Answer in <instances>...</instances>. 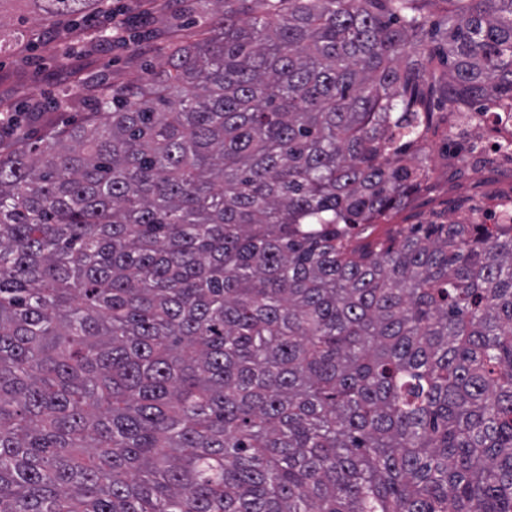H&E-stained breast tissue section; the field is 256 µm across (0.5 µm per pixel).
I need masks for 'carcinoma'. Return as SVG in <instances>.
<instances>
[{"instance_id": "cac0c4a2", "label": "carcinoma", "mask_w": 512, "mask_h": 512, "mask_svg": "<svg viewBox=\"0 0 512 512\" xmlns=\"http://www.w3.org/2000/svg\"><path fill=\"white\" fill-rule=\"evenodd\" d=\"M210 2L0 149V512H512V209L364 235L437 92L512 100V0Z\"/></svg>"}]
</instances>
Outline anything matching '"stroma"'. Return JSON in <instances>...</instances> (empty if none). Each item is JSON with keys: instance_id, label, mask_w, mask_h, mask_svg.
<instances>
[{"instance_id": "stroma-1", "label": "stroma", "mask_w": 512, "mask_h": 512, "mask_svg": "<svg viewBox=\"0 0 512 512\" xmlns=\"http://www.w3.org/2000/svg\"><path fill=\"white\" fill-rule=\"evenodd\" d=\"M112 4H128L129 15L142 9L152 11L150 25L160 36L124 48L108 47L68 65H60L58 55L70 38V23L58 20L46 25L29 14L26 0H8L0 6V23L5 28L25 27L29 38L20 44L13 55L0 57V104L12 111L23 112L36 103L51 106L50 116L60 126H71L86 119L95 111L96 104L90 84L107 80L115 84L138 81L142 69L149 64L161 65L167 39H191L206 28L204 9H197L195 21H188L181 13L179 0H111ZM75 93L76 102H63V89ZM433 127L428 135L427 164L431 170L428 185L411 196L406 208L388 216L391 224L427 222L434 213L451 214L460 200L482 205L490 187L512 183V168L502 167L496 160H488L482 170L447 156L446 143L455 140L473 146L480 132L476 110L463 114L456 124H449L448 111L435 106Z\"/></svg>"}]
</instances>
